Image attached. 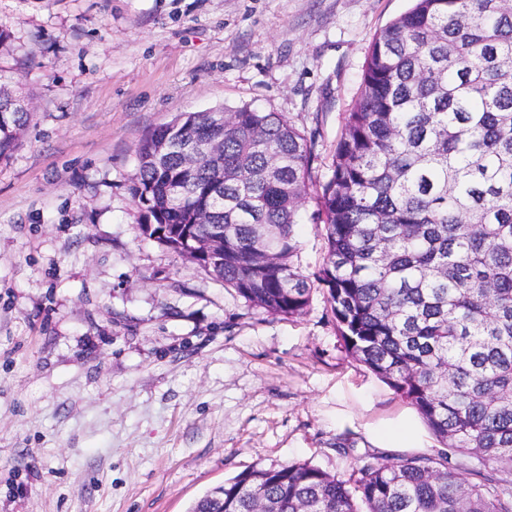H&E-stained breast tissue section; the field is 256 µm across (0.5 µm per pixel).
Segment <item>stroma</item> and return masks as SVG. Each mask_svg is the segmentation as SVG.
<instances>
[{
    "mask_svg": "<svg viewBox=\"0 0 512 512\" xmlns=\"http://www.w3.org/2000/svg\"><path fill=\"white\" fill-rule=\"evenodd\" d=\"M410 5L0 0V85L31 100L0 161V512H189L254 467L346 478L369 447L438 449L322 291L298 319L247 307L144 238L128 190L147 132L245 104L313 132L325 177L371 40Z\"/></svg>",
    "mask_w": 512,
    "mask_h": 512,
    "instance_id": "stroma-1",
    "label": "stroma"
}]
</instances>
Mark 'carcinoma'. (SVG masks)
<instances>
[{
  "instance_id": "obj_1",
  "label": "carcinoma",
  "mask_w": 512,
  "mask_h": 512,
  "mask_svg": "<svg viewBox=\"0 0 512 512\" xmlns=\"http://www.w3.org/2000/svg\"><path fill=\"white\" fill-rule=\"evenodd\" d=\"M376 33L328 176L282 112H181L135 149L141 235L271 316L326 291L343 347L410 405L433 455L359 456L342 479L310 461L243 471L190 512H512V0H412ZM0 95V160L29 125ZM215 141L193 162L174 150ZM323 228L301 269L303 200ZM224 230V263L187 244ZM459 456L477 459L469 480Z\"/></svg>"
}]
</instances>
